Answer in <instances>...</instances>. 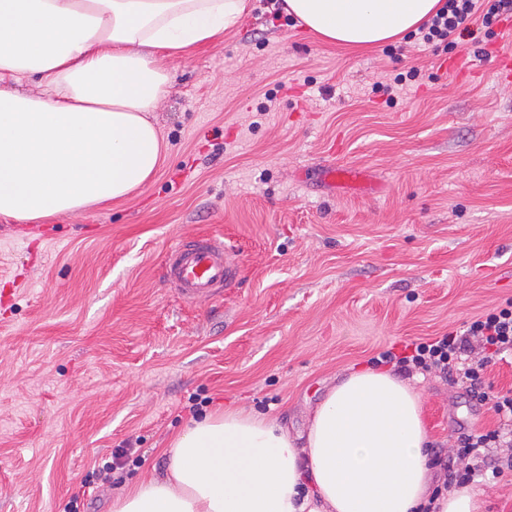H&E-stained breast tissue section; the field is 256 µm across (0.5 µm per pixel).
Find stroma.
<instances>
[{"instance_id": "obj_1", "label": "stroma", "mask_w": 512, "mask_h": 512, "mask_svg": "<svg viewBox=\"0 0 512 512\" xmlns=\"http://www.w3.org/2000/svg\"><path fill=\"white\" fill-rule=\"evenodd\" d=\"M493 30L480 56L414 33L347 50L250 0L222 40L170 60L151 185L66 219L0 217V512H112L204 409L304 430L350 371L512 300V29ZM332 160L377 191H331L316 170ZM188 232L240 258L202 304L164 279ZM410 382L443 453L495 426L444 375ZM125 445L138 462L99 486Z\"/></svg>"}]
</instances>
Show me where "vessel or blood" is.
<instances>
[{"mask_svg": "<svg viewBox=\"0 0 512 512\" xmlns=\"http://www.w3.org/2000/svg\"><path fill=\"white\" fill-rule=\"evenodd\" d=\"M318 176L328 187L354 192L368 183L364 170L332 163L323 164ZM238 270L239 256L223 238L189 235L168 250L164 278L183 299L203 303L231 287Z\"/></svg>", "mask_w": 512, "mask_h": 512, "instance_id": "1", "label": "vessel or blood"}]
</instances>
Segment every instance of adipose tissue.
<instances>
[{"mask_svg": "<svg viewBox=\"0 0 512 512\" xmlns=\"http://www.w3.org/2000/svg\"><path fill=\"white\" fill-rule=\"evenodd\" d=\"M248 0H0V216L39 224L123 200L168 157L149 120L180 57L236 25ZM441 0H282L321 41L368 48ZM38 77L29 94L20 83ZM420 395L393 369L355 370L305 431L223 407L191 420L112 512H480L473 486L432 489Z\"/></svg>", "mask_w": 512, "mask_h": 512, "instance_id": "adipose-tissue-1", "label": "adipose tissue"}]
</instances>
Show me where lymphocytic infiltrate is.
I'll list each match as a JSON object with an SVG mask.
<instances>
[{"label":"lymphocytic infiltrate","mask_w":512,"mask_h":512,"mask_svg":"<svg viewBox=\"0 0 512 512\" xmlns=\"http://www.w3.org/2000/svg\"><path fill=\"white\" fill-rule=\"evenodd\" d=\"M511 15L512 0H445L421 28V41L430 45L453 37L472 38L475 24L486 27ZM506 352L512 353V301L464 323L459 330L412 343L410 354L399 357L386 350L378 357L379 363L395 364L407 376L433 371L445 374L497 416L496 428L460 433L455 453L440 459L448 485L477 477L495 480L512 470V457L492 454L493 449L512 447V390L493 391L483 379L486 368Z\"/></svg>","instance_id":"obj_1"}]
</instances>
